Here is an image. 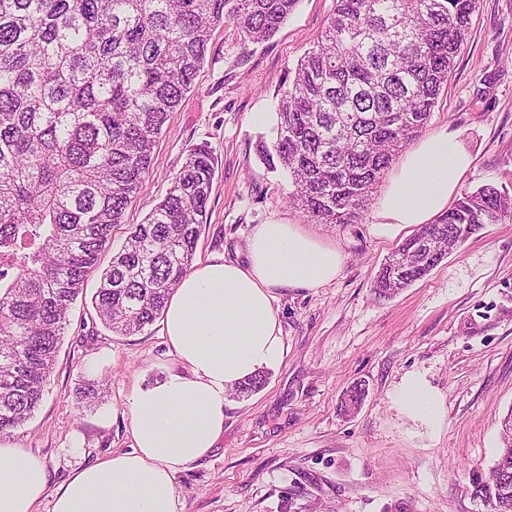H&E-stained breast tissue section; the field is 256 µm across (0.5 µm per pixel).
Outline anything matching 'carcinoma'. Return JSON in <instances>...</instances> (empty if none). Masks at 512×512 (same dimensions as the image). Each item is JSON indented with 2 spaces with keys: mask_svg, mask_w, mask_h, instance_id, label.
<instances>
[{
  "mask_svg": "<svg viewBox=\"0 0 512 512\" xmlns=\"http://www.w3.org/2000/svg\"><path fill=\"white\" fill-rule=\"evenodd\" d=\"M298 0H0V433L39 405L69 312L112 229L142 190L168 117L190 91L213 30L243 50L273 36ZM476 0H336L324 35L280 95L267 162L288 203L321 224H354L396 156L420 133L467 40ZM214 179L199 145L100 273L92 305L116 336L152 326L191 271ZM512 214L493 185L463 193L391 253L373 279L390 299L484 224ZM436 239L400 270L395 256ZM349 390L344 411L363 401ZM473 498L512 486V414Z\"/></svg>",
  "mask_w": 512,
  "mask_h": 512,
  "instance_id": "1",
  "label": "carcinoma"
}]
</instances>
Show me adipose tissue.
<instances>
[{
    "instance_id": "1",
    "label": "adipose tissue",
    "mask_w": 512,
    "mask_h": 512,
    "mask_svg": "<svg viewBox=\"0 0 512 512\" xmlns=\"http://www.w3.org/2000/svg\"><path fill=\"white\" fill-rule=\"evenodd\" d=\"M472 159L455 137L438 133L401 162L381 200L383 223L422 225L446 210ZM343 256L293 224H261L241 261L197 264L169 297L162 317L167 343L184 367L137 388L129 403L131 452L77 469L47 492L42 460L0 441V512H178L175 477L215 447L224 409L238 383L279 366L286 354L274 289L316 288L336 279ZM405 410L433 422L439 398L415 373L403 382Z\"/></svg>"
}]
</instances>
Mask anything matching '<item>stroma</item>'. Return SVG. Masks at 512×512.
Masks as SVG:
<instances>
[{"instance_id":"stroma-1","label":"stroma","mask_w":512,"mask_h":512,"mask_svg":"<svg viewBox=\"0 0 512 512\" xmlns=\"http://www.w3.org/2000/svg\"><path fill=\"white\" fill-rule=\"evenodd\" d=\"M336 0H298L269 41L242 50L233 24L214 30L195 84L170 112L151 175L112 233L146 221L190 151L208 144L215 179L196 261L244 256L261 224H294L339 250L335 280L274 291L286 356L247 397H231L212 453L179 472V512H481L471 468L492 465L512 411V216L483 225L423 279L389 300L372 281L413 227L380 224L382 179L359 223L320 224L287 199L288 177L258 146L271 141L282 90L322 35ZM454 134L473 164L460 191L512 192V0H477L471 30L425 135ZM90 276L74 304L43 399L5 436L39 455L50 486L72 470L131 451L129 399L183 366L160 325L112 335L97 318ZM419 374L441 397L440 422L410 416L403 378ZM365 382L360 409L341 401ZM88 382L101 392L86 402Z\"/></svg>"}]
</instances>
